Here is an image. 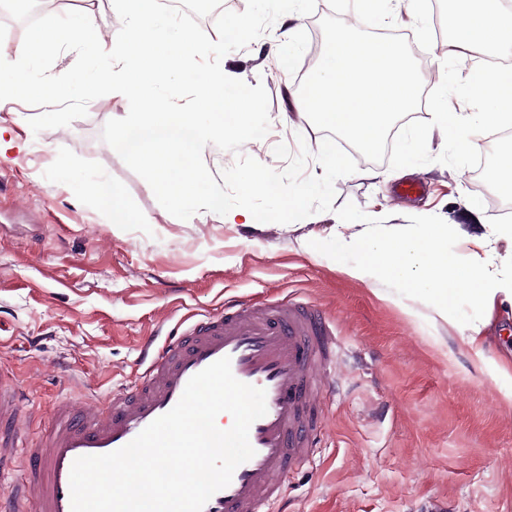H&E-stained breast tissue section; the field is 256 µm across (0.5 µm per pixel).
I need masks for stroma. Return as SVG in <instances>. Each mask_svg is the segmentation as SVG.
Masks as SVG:
<instances>
[{
  "instance_id": "1",
  "label": "stroma",
  "mask_w": 512,
  "mask_h": 512,
  "mask_svg": "<svg viewBox=\"0 0 512 512\" xmlns=\"http://www.w3.org/2000/svg\"><path fill=\"white\" fill-rule=\"evenodd\" d=\"M81 8L95 11L102 35L119 32L112 0H39L36 12ZM330 13L295 15L276 53L267 33L222 59L228 76L264 86L270 127L236 154L207 145L213 177L240 154L283 170L274 154L281 143L294 154L303 145L318 151L323 132L293 131L282 115L294 112L300 80L318 63L320 20ZM394 20L412 32L429 89L400 140L438 128L443 109L484 111L483 99L459 97L471 63L442 67L445 46L431 19L398 11ZM128 109L122 94L110 93L91 101L85 117L36 133L28 121L39 107L0 102V125L13 139L0 153V370L21 390L28 446L49 428L59 401L85 408L134 382L141 343L172 322L241 297L261 305L290 299L322 310L336 328L339 359L323 397L325 434L291 475L283 512H512V405L458 341L467 305H454L451 322L434 319L422 298L394 288L384 300L338 270L331 243L317 255L304 248L348 202L391 224H459L477 235L512 225V212L493 209L470 176L488 148L512 147L498 128L484 127L481 146L470 150L420 149L408 172L395 152L375 165L357 157L360 170L376 168L381 179L339 178L333 210L285 226H245L206 210L186 220L169 214L101 138L104 124ZM95 176L121 189L132 223H113L111 211L79 189L78 178ZM411 179L423 192L399 196Z\"/></svg>"
}]
</instances>
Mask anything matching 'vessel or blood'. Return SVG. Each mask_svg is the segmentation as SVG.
<instances>
[{
	"label": "vessel or blood",
	"mask_w": 512,
	"mask_h": 512,
	"mask_svg": "<svg viewBox=\"0 0 512 512\" xmlns=\"http://www.w3.org/2000/svg\"><path fill=\"white\" fill-rule=\"evenodd\" d=\"M229 358L239 381L266 392V414L250 427L254 456L203 512H273L293 471L323 432L321 396L336 368V338L315 307L284 301L257 308L235 302L190 324H176L162 342L141 347L143 372L114 389L103 406L75 410L58 403L51 427L17 477L0 512H71L70 469L84 455L121 448L179 401L192 376ZM20 392L0 375V471L13 469L26 421Z\"/></svg>",
	"instance_id": "b4317fda"
}]
</instances>
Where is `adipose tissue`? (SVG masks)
Returning <instances> with one entry per match:
<instances>
[{"label":"adipose tissue","instance_id":"ef3b65f1","mask_svg":"<svg viewBox=\"0 0 512 512\" xmlns=\"http://www.w3.org/2000/svg\"><path fill=\"white\" fill-rule=\"evenodd\" d=\"M460 15L448 43V55L476 60L475 74L466 87L471 97L485 99L487 109L479 116L460 112L445 115L442 138L458 146H475L480 128L512 122V72L488 71L480 59L485 50L512 45V12L491 6L490 0H456ZM260 188L277 199L276 210L258 216L248 211L228 212L221 195L209 198V207L222 223H281L306 206L302 191L282 193L268 183ZM456 235L466 244L464 253H448V237ZM326 236L336 246V262L351 278L367 284L377 297L397 286L421 296L433 313L448 320V309L459 298L472 307L459 340L470 352L475 366L489 373L507 400H512V362L491 358L486 349V329L496 306H512V225L498 224L476 236L462 227L424 224L410 236L397 233L392 224H334ZM323 236V237H326ZM323 237L315 235L305 243L310 254H318ZM507 242L499 253L498 242Z\"/></svg>","mask_w":512,"mask_h":512}]
</instances>
